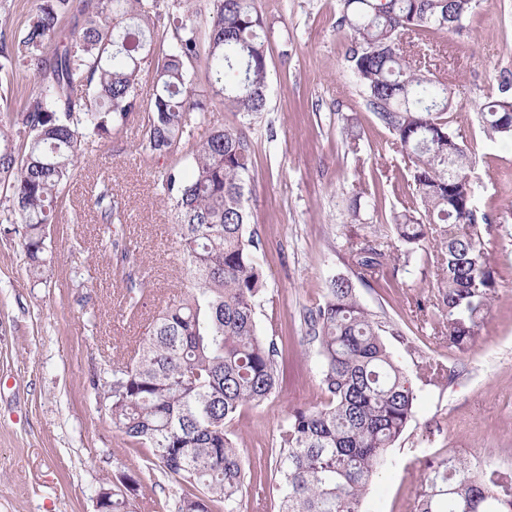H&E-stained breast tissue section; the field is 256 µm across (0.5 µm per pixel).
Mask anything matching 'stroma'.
<instances>
[{
  "label": "stroma",
  "instance_id": "1",
  "mask_svg": "<svg viewBox=\"0 0 512 512\" xmlns=\"http://www.w3.org/2000/svg\"><path fill=\"white\" fill-rule=\"evenodd\" d=\"M338 5L256 0L270 29L267 108L246 115L217 103L194 128L199 140L224 127L251 143L245 206L262 240L256 261L266 281L257 329L282 351L278 390L231 424L265 492L260 502L244 495L241 512H278L271 451L291 411L322 400L321 364L303 338L302 314L337 277L396 326L386 342L416 394L414 416L387 449L364 512H414L428 461L448 452L512 470V141L489 140L479 121L483 104L512 83V0H480L463 34L430 29L420 43L430 71L456 87L453 126L475 149L471 179L489 217L484 241L496 294L479 338L464 351L434 339L438 315L420 322L417 306L436 284L432 265L415 255L404 269L364 276L345 248L346 234L390 233L391 215L409 193L411 162L366 106L346 60L350 36L336 30ZM141 138L132 123L86 146L83 170L57 210L46 283L30 279L20 236L0 224V512H96L102 486L124 474L141 479L151 512H171L181 493L149 449H132L113 426L103 389L92 385L110 358L143 336L188 273L174 213L156 189L162 163L140 153ZM102 164L125 208L123 241L141 259L143 293L133 314L120 250L97 224L86 192ZM359 186L366 208L356 222L352 192ZM421 356L456 370V378H418Z\"/></svg>",
  "mask_w": 512,
  "mask_h": 512
}]
</instances>
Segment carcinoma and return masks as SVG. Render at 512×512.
<instances>
[{
    "mask_svg": "<svg viewBox=\"0 0 512 512\" xmlns=\"http://www.w3.org/2000/svg\"><path fill=\"white\" fill-rule=\"evenodd\" d=\"M165 0H38L19 28L0 2V186L9 192L0 224L20 227L29 272L43 282L49 228L79 175L83 146L131 120L142 126L139 150L181 156L158 183L176 217L191 269L186 292L166 303L127 356L112 360V424L152 449L183 485L172 512H239L248 490L244 461L229 424L267 400L279 383L281 351L258 334L256 300L264 292L247 230L246 178L251 144L224 129L195 140L193 121L212 103L245 114L267 106L269 29L254 0H209L204 87L196 14L165 23ZM479 0H340L336 27L349 32L346 58L368 108L414 164L415 205L393 213V240L346 239L363 271L397 267L422 251L437 269L432 306L448 347L463 351L480 335L496 289L470 177L475 150L451 129L454 88L421 67L413 48L424 28L455 33ZM39 90L12 101L21 68ZM153 73L140 113V75ZM480 122L489 138L512 139V96L503 86ZM97 221L120 226L125 211L100 181ZM305 339L322 361L325 401L297 408L280 430L278 512H362L385 452L413 417L416 395L379 321L346 278L332 280L322 302L303 314ZM416 512H512V472L478 471L450 453L429 464ZM139 482L112 485V512H137Z\"/></svg>",
    "mask_w": 512,
    "mask_h": 512,
    "instance_id": "carcinoma-1",
    "label": "carcinoma"
}]
</instances>
